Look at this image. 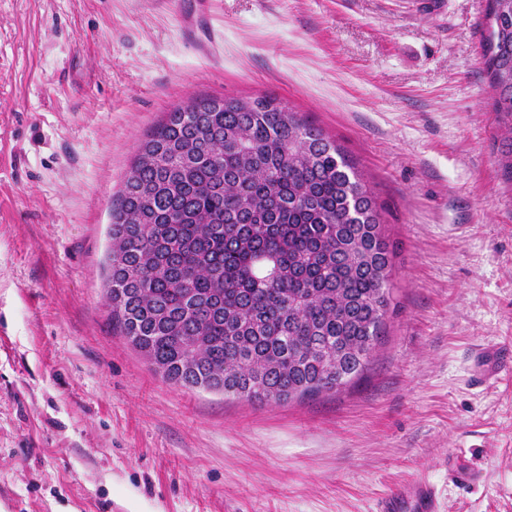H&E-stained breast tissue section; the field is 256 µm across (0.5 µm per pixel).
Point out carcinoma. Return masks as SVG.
Masks as SVG:
<instances>
[{
    "instance_id": "carcinoma-1",
    "label": "carcinoma",
    "mask_w": 512,
    "mask_h": 512,
    "mask_svg": "<svg viewBox=\"0 0 512 512\" xmlns=\"http://www.w3.org/2000/svg\"><path fill=\"white\" fill-rule=\"evenodd\" d=\"M482 50L512 182V0H488ZM110 216L111 319L165 380L263 405L364 374L391 305L377 201L278 97L166 113Z\"/></svg>"
}]
</instances>
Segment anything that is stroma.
I'll return each instance as SVG.
<instances>
[{
  "label": "stroma",
  "mask_w": 512,
  "mask_h": 512,
  "mask_svg": "<svg viewBox=\"0 0 512 512\" xmlns=\"http://www.w3.org/2000/svg\"><path fill=\"white\" fill-rule=\"evenodd\" d=\"M488 0H0V512H512V184ZM272 94L363 172L393 252L360 380L258 406L164 380L110 320V208L200 95ZM460 459L469 481L448 466ZM374 512H440L437 489L424 476L416 477L386 491Z\"/></svg>",
  "instance_id": "stroma-1"
}]
</instances>
